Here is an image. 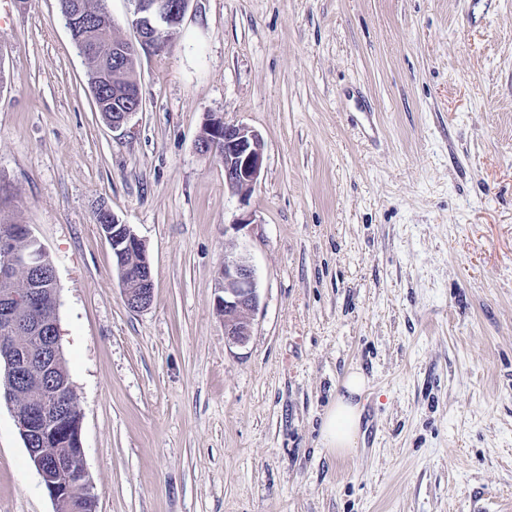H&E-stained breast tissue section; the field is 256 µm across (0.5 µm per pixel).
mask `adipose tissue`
<instances>
[{"label":"adipose tissue","instance_id":"ef3b65f1","mask_svg":"<svg viewBox=\"0 0 512 512\" xmlns=\"http://www.w3.org/2000/svg\"><path fill=\"white\" fill-rule=\"evenodd\" d=\"M342 390L330 408L322 425L324 446L337 455L352 454L358 444L361 409L357 402L366 387V378L361 371H350L341 383Z\"/></svg>","mask_w":512,"mask_h":512}]
</instances>
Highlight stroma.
Segmentation results:
<instances>
[{
  "label": "stroma",
  "instance_id": "stroma-1",
  "mask_svg": "<svg viewBox=\"0 0 512 512\" xmlns=\"http://www.w3.org/2000/svg\"><path fill=\"white\" fill-rule=\"evenodd\" d=\"M0 27V222L56 268L96 512H500L512 502V0H191L115 130L59 0ZM262 137L248 200L199 155ZM143 240L124 301L96 221ZM248 213L242 231L229 225ZM245 251L259 304L224 340ZM367 379L353 455L320 430ZM0 512H54L0 403ZM196 150L224 165V185L244 201L257 186L264 166V142L251 127L212 116L196 140ZM138 246L142 247L146 256L148 264L147 274L141 277L137 276L134 280L124 279L122 276V269L118 264L119 260L117 262L116 254L119 257L122 255L131 257L130 263L132 264V259ZM111 248L112 258L115 260L119 272L123 297L126 305L133 310L147 309L153 301L154 284L151 266L146 255L145 245L133 231L132 227L128 224L121 223L113 213ZM215 304L224 316L226 344L245 345L252 335V315L258 306V293L255 271L244 251L225 254Z\"/></svg>",
  "mask_w": 512,
  "mask_h": 512
}]
</instances>
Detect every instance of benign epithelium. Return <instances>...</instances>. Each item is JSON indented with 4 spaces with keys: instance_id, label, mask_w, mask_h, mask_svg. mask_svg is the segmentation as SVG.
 <instances>
[{
    "instance_id": "1",
    "label": "benign epithelium",
    "mask_w": 512,
    "mask_h": 512,
    "mask_svg": "<svg viewBox=\"0 0 512 512\" xmlns=\"http://www.w3.org/2000/svg\"><path fill=\"white\" fill-rule=\"evenodd\" d=\"M136 13L131 25L137 42L112 39V78L125 71L127 62L139 51L160 52L164 40L161 31L175 30L183 20L190 0H134ZM81 4L67 20L72 42L88 56L90 39L76 30ZM126 109L112 128L125 125L142 108L141 95L125 94ZM196 150L205 157L217 156L224 165V185L242 199L257 186L264 166V142L251 127L213 116L204 124L196 140ZM36 242L30 252L16 248V239ZM112 254L134 257L144 246L132 227L112 217ZM46 251L30 228L0 229V367L7 387L0 399L13 406L15 422L44 490L55 505V512H71L75 499H95L93 485L84 462L74 463L64 451L69 442L65 423L70 410L78 407L74 387L59 385L55 374L61 358L58 322H45L39 316L43 293L51 289L58 297L54 265L44 262ZM24 271L26 288H12L14 275ZM126 305L133 310L148 308L154 297L152 270L136 279H121ZM217 310L224 316V339L232 346L245 345L252 335V315L258 306L256 275L245 252L224 254V264L215 298Z\"/></svg>"
}]
</instances>
